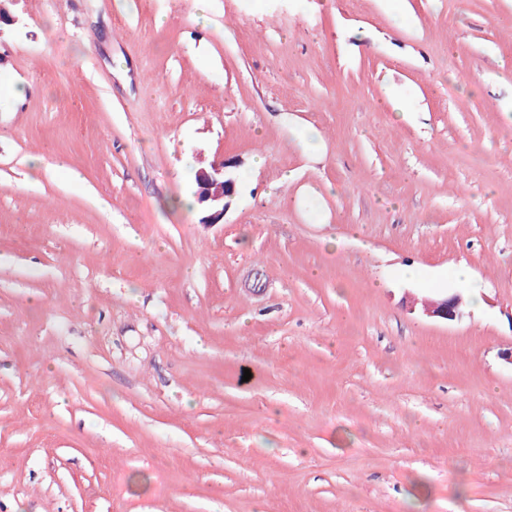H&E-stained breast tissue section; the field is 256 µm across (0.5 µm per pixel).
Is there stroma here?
I'll list each match as a JSON object with an SVG mask.
<instances>
[{
	"label": "stroma",
	"mask_w": 512,
	"mask_h": 512,
	"mask_svg": "<svg viewBox=\"0 0 512 512\" xmlns=\"http://www.w3.org/2000/svg\"><path fill=\"white\" fill-rule=\"evenodd\" d=\"M9 12L0 512H512V0ZM233 164L232 161L223 160L212 164L209 170L198 172V199L201 203H206L212 211L205 217L204 223L217 224L224 218L227 208L224 199L231 197L236 187L235 180L226 171ZM461 298L458 295L446 297L441 300H433L430 304H425V313L429 317L439 318L445 321H453L459 314V305Z\"/></svg>",
	"instance_id": "obj_1"
}]
</instances>
